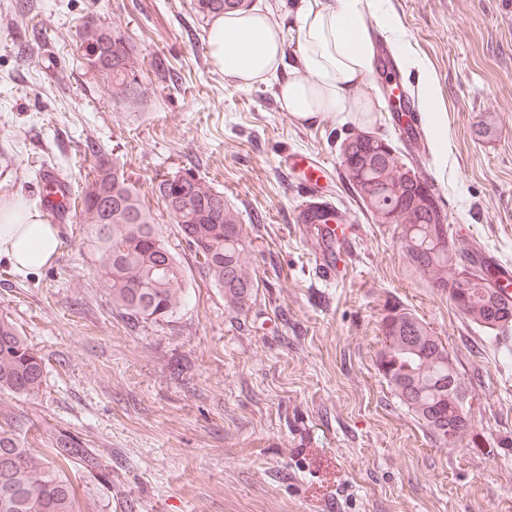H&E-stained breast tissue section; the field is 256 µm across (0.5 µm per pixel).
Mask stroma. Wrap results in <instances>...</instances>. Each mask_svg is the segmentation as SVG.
Returning a JSON list of instances; mask_svg holds the SVG:
<instances>
[{
	"label": "stroma",
	"instance_id": "obj_1",
	"mask_svg": "<svg viewBox=\"0 0 512 512\" xmlns=\"http://www.w3.org/2000/svg\"><path fill=\"white\" fill-rule=\"evenodd\" d=\"M446 122L438 148L405 140L379 76L353 95L377 104L368 129L436 187L454 233L512 264V6L507 0H387ZM128 39L146 94L115 102L81 52L88 20ZM208 21L191 0H0V206L41 207L42 169L80 195L94 151L119 155L184 273L178 311L136 323L112 302L78 217L55 223L59 254L22 275L0 260V315L45 359L33 398L0 394L40 443L48 429L85 443L93 464L64 472L83 512H512V333L471 323L412 275L394 225L374 223L341 167L355 126L341 114L299 123L277 82L240 88L210 61ZM491 130L480 134L477 125ZM329 162L323 195L345 209L352 258L322 282L294 222L303 165ZM189 170L238 211L255 289L236 314L151 188ZM409 309L446 345L468 388L472 428L432 439L378 370L381 322Z\"/></svg>",
	"mask_w": 512,
	"mask_h": 512
}]
</instances>
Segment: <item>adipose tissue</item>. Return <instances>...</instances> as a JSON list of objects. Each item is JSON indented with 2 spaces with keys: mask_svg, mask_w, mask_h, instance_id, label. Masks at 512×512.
I'll use <instances>...</instances> for the list:
<instances>
[{
  "mask_svg": "<svg viewBox=\"0 0 512 512\" xmlns=\"http://www.w3.org/2000/svg\"><path fill=\"white\" fill-rule=\"evenodd\" d=\"M366 19L362 0H303L289 25L253 8L238 9L213 18L210 59L225 81L247 87L275 77L285 65L288 42H297L303 73L280 83L281 110L302 121L336 112L367 113L370 105L349 94L372 69ZM57 254L54 225L34 211L0 210V256L18 272H35Z\"/></svg>",
  "mask_w": 512,
  "mask_h": 512,
  "instance_id": "ef3b65f1",
  "label": "adipose tissue"
}]
</instances>
